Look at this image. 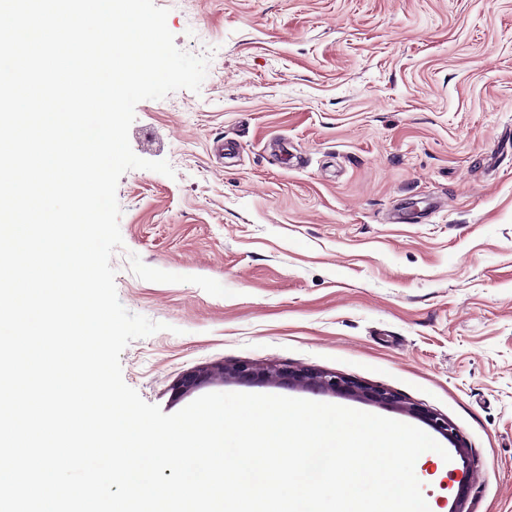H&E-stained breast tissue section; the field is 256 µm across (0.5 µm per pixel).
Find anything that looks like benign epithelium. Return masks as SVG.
Here are the masks:
<instances>
[{"mask_svg":"<svg viewBox=\"0 0 512 512\" xmlns=\"http://www.w3.org/2000/svg\"><path fill=\"white\" fill-rule=\"evenodd\" d=\"M215 376L226 382L274 383L279 386L305 388L321 394L355 397L406 411L423 418L433 429L448 437V441L453 444L460 456L465 458L470 455L469 448L460 431L448 421V418L430 410L408 407L397 393L387 388L366 386L331 372L292 369L287 365L261 369L250 362L241 361L224 365L216 370L201 369L190 372L182 378L180 389L189 391Z\"/></svg>","mask_w":512,"mask_h":512,"instance_id":"obj_1","label":"benign epithelium"}]
</instances>
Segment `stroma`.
I'll use <instances>...</instances> for the list:
<instances>
[{"label":"stroma","mask_w":512,"mask_h":512,"mask_svg":"<svg viewBox=\"0 0 512 512\" xmlns=\"http://www.w3.org/2000/svg\"><path fill=\"white\" fill-rule=\"evenodd\" d=\"M199 91L135 107L129 141L174 177L119 180L122 305L164 323L120 356L172 414L211 392L322 401L188 373L334 372L448 417L472 450L415 474L435 512H512V0H154ZM399 214L411 223H396Z\"/></svg>","instance_id":"1"}]
</instances>
